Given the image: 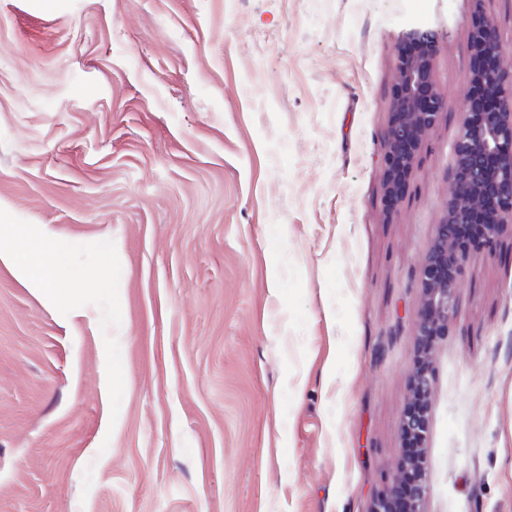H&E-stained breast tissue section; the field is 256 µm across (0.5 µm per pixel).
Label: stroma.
Here are the masks:
<instances>
[{
  "label": "stroma",
  "mask_w": 512,
  "mask_h": 512,
  "mask_svg": "<svg viewBox=\"0 0 512 512\" xmlns=\"http://www.w3.org/2000/svg\"><path fill=\"white\" fill-rule=\"evenodd\" d=\"M481 16L511 65L512 0H0V213L114 277L52 301L0 264V512H370ZM414 22L448 110L391 209ZM432 365L424 512H512L511 231Z\"/></svg>",
  "instance_id": "1"
}]
</instances>
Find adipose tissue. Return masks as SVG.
Masks as SVG:
<instances>
[{
    "label": "adipose tissue",
    "instance_id": "ef3b65f1",
    "mask_svg": "<svg viewBox=\"0 0 512 512\" xmlns=\"http://www.w3.org/2000/svg\"><path fill=\"white\" fill-rule=\"evenodd\" d=\"M0 263L54 300L66 295L62 282L80 285L87 280L82 267L72 262L67 242L48 229L25 224L0 223Z\"/></svg>",
    "mask_w": 512,
    "mask_h": 512
}]
</instances>
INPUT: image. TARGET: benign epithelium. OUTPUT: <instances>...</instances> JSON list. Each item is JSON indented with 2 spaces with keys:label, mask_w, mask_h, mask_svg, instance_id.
I'll use <instances>...</instances> for the list:
<instances>
[{
  "label": "benign epithelium",
  "mask_w": 512,
  "mask_h": 512,
  "mask_svg": "<svg viewBox=\"0 0 512 512\" xmlns=\"http://www.w3.org/2000/svg\"><path fill=\"white\" fill-rule=\"evenodd\" d=\"M403 41L421 51L399 55L392 119L383 137L385 198L393 204L401 202L426 133L448 109V99L431 78L435 32L413 27L404 32ZM471 50L493 60L494 66L467 78L469 107L452 146L448 202L421 271L423 314L415 326L420 362L401 416V430L418 436L420 445L400 462L396 483L376 499L371 512H423L429 469L425 440L435 380L425 337L448 335L464 267L481 250L493 249L504 229L512 228V71L501 66L503 35L492 21L484 19L473 27ZM478 89L497 100L498 111L475 110ZM460 224L482 225V239L474 245L459 242L453 226Z\"/></svg>",
  "instance_id": "1"
}]
</instances>
